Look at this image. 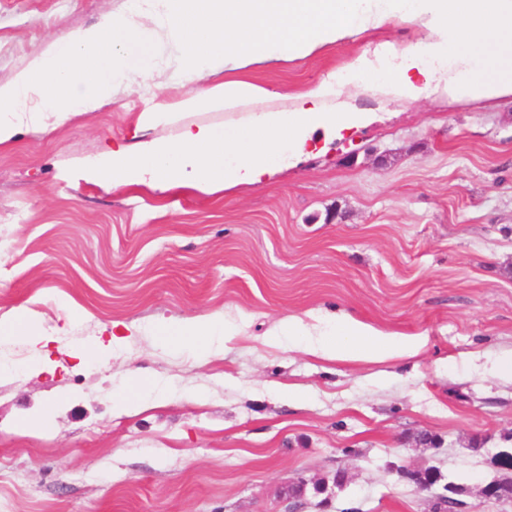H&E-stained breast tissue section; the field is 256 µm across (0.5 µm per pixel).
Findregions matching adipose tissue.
I'll return each instance as SVG.
<instances>
[{"instance_id": "obj_1", "label": "adipose tissue", "mask_w": 512, "mask_h": 512, "mask_svg": "<svg viewBox=\"0 0 512 512\" xmlns=\"http://www.w3.org/2000/svg\"><path fill=\"white\" fill-rule=\"evenodd\" d=\"M387 23L413 24L415 40L385 42L344 68L283 94L242 79L254 66L304 59ZM130 43L176 47L164 65L145 71L125 54ZM191 85L182 97L139 113L129 140L113 143L93 171L113 188L190 182L203 193L252 186L317 152L319 142L378 119L358 106L361 95L385 105L445 99H512V0H125L120 11L36 53L0 83V147L25 131L45 132L133 92L167 83ZM223 112L217 126L200 111ZM175 128L174 137L162 129ZM240 325L203 315L152 327L156 346L218 352ZM0 336L22 339L32 368L50 373L49 334L17 308L0 316ZM306 339L326 360L388 361L417 355L421 338L394 339L346 314L315 323L291 315L271 333Z\"/></svg>"}]
</instances>
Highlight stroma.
<instances>
[{
  "label": "stroma",
  "instance_id": "obj_1",
  "mask_svg": "<svg viewBox=\"0 0 512 512\" xmlns=\"http://www.w3.org/2000/svg\"><path fill=\"white\" fill-rule=\"evenodd\" d=\"M123 0H0V82ZM389 24L318 55L244 72L290 92L384 40ZM168 89L131 93L0 148V315L23 307L61 329L55 374H27L0 338V512H432L397 467L479 486L512 433V380L478 360L512 353V101L390 106L275 179L202 195L116 191L81 170ZM71 321H64L65 311ZM342 311L427 345L400 363L325 362L268 334L289 314ZM245 319L223 356L153 348L143 330L208 314ZM119 333L108 363L68 352ZM161 403L119 412L127 378ZM298 387L305 397L288 400ZM51 410L43 433L17 421ZM344 476L333 484L335 473Z\"/></svg>",
  "mask_w": 512,
  "mask_h": 512
}]
</instances>
